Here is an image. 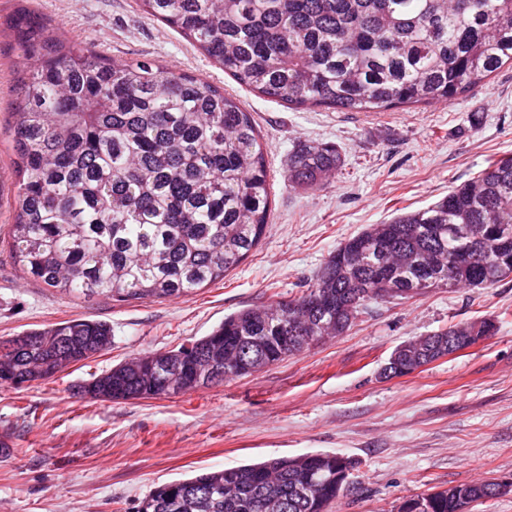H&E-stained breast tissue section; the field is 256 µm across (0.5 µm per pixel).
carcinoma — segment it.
Instances as JSON below:
<instances>
[{
  "mask_svg": "<svg viewBox=\"0 0 512 512\" xmlns=\"http://www.w3.org/2000/svg\"><path fill=\"white\" fill-rule=\"evenodd\" d=\"M240 84L297 107L341 112L453 101L512 64V0H139ZM28 65L11 126L17 176L8 246L27 277L114 301L179 297L224 278L258 246L270 217L267 160L251 113L207 80L150 60L117 61L66 45L19 4L7 21ZM341 163L336 144L300 142L284 179L312 186ZM512 232V155L425 208L349 238L297 299L247 308L185 347L140 356L93 378L114 400L172 396L249 375L341 334L349 313L421 278L439 288L490 287L512 274V241L489 265L455 251L491 250L453 227ZM491 320L456 324L395 351L390 372L419 350L477 343ZM0 340V387L46 381L99 354L111 327L72 319ZM209 373L206 383L200 377ZM355 462L338 453L283 457L156 487L136 512H330ZM489 481L404 499L403 512H471L501 496Z\"/></svg>",
  "mask_w": 512,
  "mask_h": 512,
  "instance_id": "1",
  "label": "carcinoma"
}]
</instances>
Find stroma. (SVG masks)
Masks as SVG:
<instances>
[{
    "instance_id": "35a3bbf8",
    "label": "stroma",
    "mask_w": 512,
    "mask_h": 512,
    "mask_svg": "<svg viewBox=\"0 0 512 512\" xmlns=\"http://www.w3.org/2000/svg\"><path fill=\"white\" fill-rule=\"evenodd\" d=\"M69 41L148 59L224 90L254 117L270 219L224 279L178 298L88 300L24 277L0 243V339L76 318L110 348L49 381L0 387V512H135L154 487L270 458L339 453L352 486L331 512H394L403 498L512 479V276L373 302L344 334L248 376L169 397L93 400L76 387L133 357L178 348L246 308L300 297L348 238L418 209L512 154V65L452 102L386 112L298 108L261 96L138 0H31ZM23 57L0 33V235L16 193L10 125ZM300 140L335 143L341 166L314 187L283 172ZM490 318L491 338L412 374L380 371L404 342Z\"/></svg>"
}]
</instances>
